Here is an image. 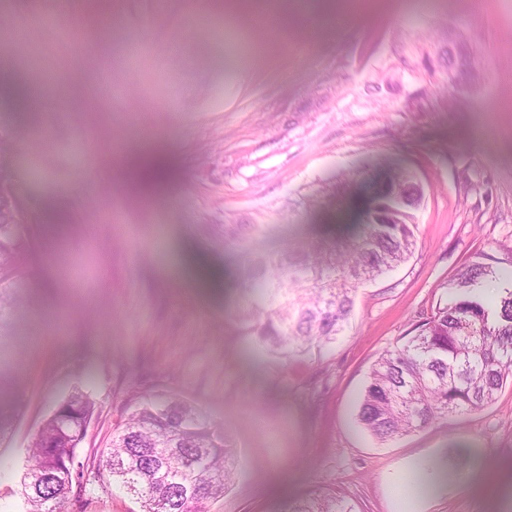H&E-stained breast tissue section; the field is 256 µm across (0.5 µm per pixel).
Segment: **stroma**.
Instances as JSON below:
<instances>
[{
	"label": "stroma",
	"instance_id": "35a3bbf8",
	"mask_svg": "<svg viewBox=\"0 0 512 512\" xmlns=\"http://www.w3.org/2000/svg\"><path fill=\"white\" fill-rule=\"evenodd\" d=\"M0 0V166L26 206L22 276L0 285V512H24L28 444L74 390L96 412L75 459L107 453L135 395L166 390L223 424L236 477L208 512H277L322 492L395 512L413 459L454 482L422 512H512V385L474 414L382 443L357 405L380 353L444 297L471 255H512V0H339L334 11L254 0L225 18L187 0ZM283 14L276 29L259 25ZM480 52L481 81L448 89V33ZM108 80H100L102 65ZM42 85L68 111L25 110ZM40 154L31 168L29 150ZM165 159L129 185L128 159ZM406 168L426 195L415 247L358 288L346 330L288 358L233 319L244 255L359 236L360 201ZM209 287L188 279L187 263Z\"/></svg>",
	"mask_w": 512,
	"mask_h": 512
}]
</instances>
